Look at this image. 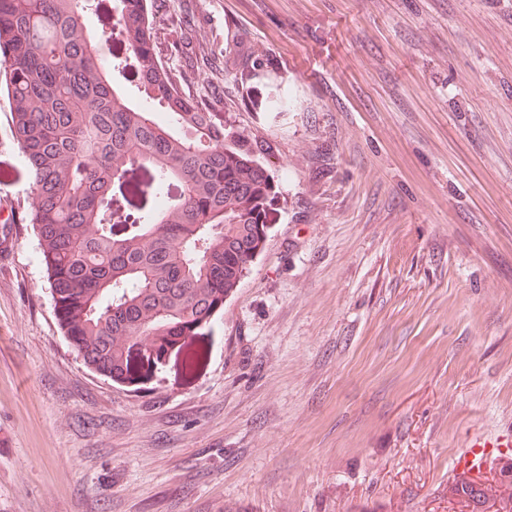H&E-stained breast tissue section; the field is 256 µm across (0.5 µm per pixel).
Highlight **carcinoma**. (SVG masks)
<instances>
[{"instance_id": "1", "label": "carcinoma", "mask_w": 512, "mask_h": 512, "mask_svg": "<svg viewBox=\"0 0 512 512\" xmlns=\"http://www.w3.org/2000/svg\"><path fill=\"white\" fill-rule=\"evenodd\" d=\"M0 88L32 179L26 221L70 347L116 382L164 367L168 354L192 368L194 337L265 247L270 170L166 69L150 0H0Z\"/></svg>"}]
</instances>
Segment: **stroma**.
Listing matches in <instances>:
<instances>
[{
  "label": "stroma",
  "mask_w": 512,
  "mask_h": 512,
  "mask_svg": "<svg viewBox=\"0 0 512 512\" xmlns=\"http://www.w3.org/2000/svg\"><path fill=\"white\" fill-rule=\"evenodd\" d=\"M172 73L275 174L193 371L90 372L0 182V512H460L512 426V0H153ZM288 90L293 106L272 110ZM511 446L512 431L510 430L490 437L474 436L469 440L467 448L454 459L453 469L470 471L474 468H480L497 448H511Z\"/></svg>",
  "instance_id": "1"
}]
</instances>
